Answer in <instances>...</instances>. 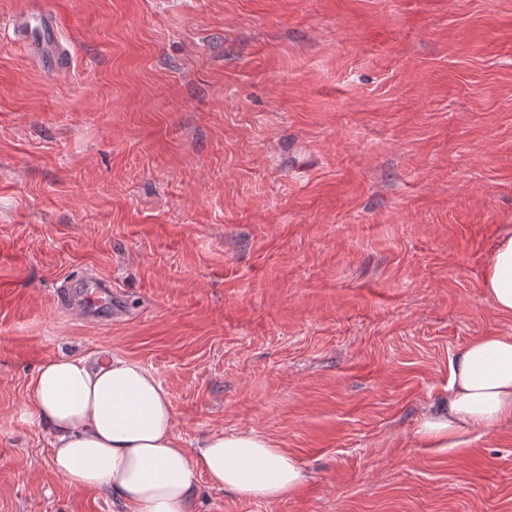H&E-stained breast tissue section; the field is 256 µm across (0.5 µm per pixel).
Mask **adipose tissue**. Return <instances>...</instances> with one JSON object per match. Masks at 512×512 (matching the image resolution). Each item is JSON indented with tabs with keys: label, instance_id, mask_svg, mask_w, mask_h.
Returning <instances> with one entry per match:
<instances>
[{
	"label": "adipose tissue",
	"instance_id": "obj_1",
	"mask_svg": "<svg viewBox=\"0 0 512 512\" xmlns=\"http://www.w3.org/2000/svg\"><path fill=\"white\" fill-rule=\"evenodd\" d=\"M488 300L512 315V231L483 273ZM448 403L423 420L418 437L460 450L512 419V335L468 342L450 367ZM40 423L50 429L51 463L74 489L111 491L125 512H192L197 476L238 497L275 501L305 480L296 459L265 437L216 433L183 448L168 394L138 362L57 358L30 382Z\"/></svg>",
	"mask_w": 512,
	"mask_h": 512
}]
</instances>
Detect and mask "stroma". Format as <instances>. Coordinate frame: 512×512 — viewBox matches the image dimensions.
I'll use <instances>...</instances> for the list:
<instances>
[{
  "label": "stroma",
  "mask_w": 512,
  "mask_h": 512,
  "mask_svg": "<svg viewBox=\"0 0 512 512\" xmlns=\"http://www.w3.org/2000/svg\"><path fill=\"white\" fill-rule=\"evenodd\" d=\"M48 13L68 53L13 45ZM512 226V0H0V512H118L54 471L29 383L138 361L184 447L252 432L294 496L195 512H512V422L415 431ZM111 279L91 324L61 296Z\"/></svg>",
  "instance_id": "35a3bbf8"
}]
</instances>
